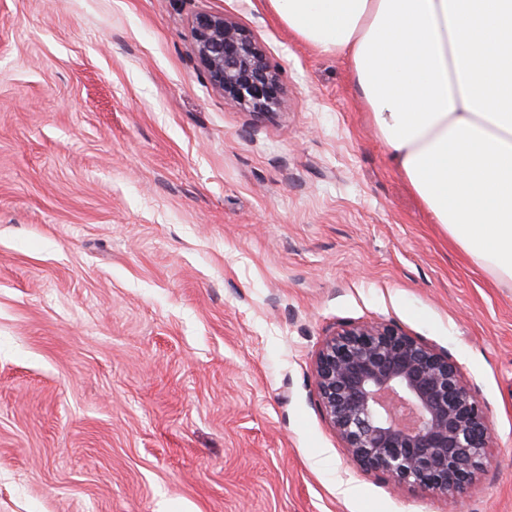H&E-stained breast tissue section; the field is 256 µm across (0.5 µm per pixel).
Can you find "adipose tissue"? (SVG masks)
I'll return each instance as SVG.
<instances>
[{"instance_id":"adipose-tissue-1","label":"adipose tissue","mask_w":512,"mask_h":512,"mask_svg":"<svg viewBox=\"0 0 512 512\" xmlns=\"http://www.w3.org/2000/svg\"><path fill=\"white\" fill-rule=\"evenodd\" d=\"M344 57L391 161L450 238L512 284V0H266Z\"/></svg>"}]
</instances>
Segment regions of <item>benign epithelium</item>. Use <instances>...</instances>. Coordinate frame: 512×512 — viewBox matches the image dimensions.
<instances>
[{
    "mask_svg": "<svg viewBox=\"0 0 512 512\" xmlns=\"http://www.w3.org/2000/svg\"><path fill=\"white\" fill-rule=\"evenodd\" d=\"M192 34L212 84L257 113L281 103L261 46L234 21L201 13ZM319 403L352 458L398 487L459 502L490 461L486 404L456 363L390 324L345 326L315 360Z\"/></svg>",
    "mask_w": 512,
    "mask_h": 512,
    "instance_id": "obj_1",
    "label": "benign epithelium"
}]
</instances>
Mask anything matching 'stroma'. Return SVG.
I'll return each instance as SVG.
<instances>
[{
    "label": "stroma",
    "instance_id": "35a3bbf8",
    "mask_svg": "<svg viewBox=\"0 0 512 512\" xmlns=\"http://www.w3.org/2000/svg\"><path fill=\"white\" fill-rule=\"evenodd\" d=\"M276 69L225 98L191 25ZM387 323L493 423L456 509L366 472L313 363ZM0 512H512V286L389 162L345 58L264 0H0ZM198 57L212 84L257 113L281 103V88L261 46L224 15L201 13L192 25Z\"/></svg>",
    "mask_w": 512,
    "mask_h": 512
}]
</instances>
